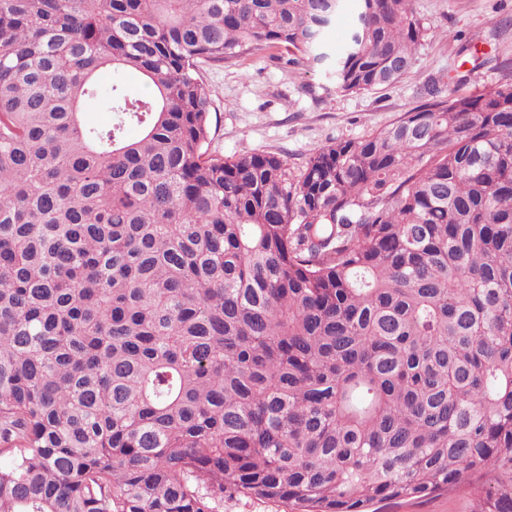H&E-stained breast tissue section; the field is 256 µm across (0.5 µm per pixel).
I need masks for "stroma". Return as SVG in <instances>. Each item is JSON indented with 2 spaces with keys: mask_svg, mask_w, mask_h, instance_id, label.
Returning <instances> with one entry per match:
<instances>
[{
  "mask_svg": "<svg viewBox=\"0 0 512 512\" xmlns=\"http://www.w3.org/2000/svg\"><path fill=\"white\" fill-rule=\"evenodd\" d=\"M415 8L426 37L407 74L383 90L337 92L324 71L276 49L203 65L210 152L273 153L294 178L313 149L391 125L421 104L430 84L448 93L458 90L462 75L479 86L500 79V64L512 60V0H415ZM473 503L472 489L464 486L449 495L392 502L379 512H473Z\"/></svg>",
  "mask_w": 512,
  "mask_h": 512,
  "instance_id": "stroma-1",
  "label": "stroma"
}]
</instances>
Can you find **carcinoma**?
I'll use <instances>...</instances> for the list:
<instances>
[{
  "label": "carcinoma",
  "mask_w": 512,
  "mask_h": 512,
  "mask_svg": "<svg viewBox=\"0 0 512 512\" xmlns=\"http://www.w3.org/2000/svg\"><path fill=\"white\" fill-rule=\"evenodd\" d=\"M343 2L0 0V512H512V83L296 179L208 150L202 61L408 72L413 0H352L332 58ZM473 503V490L464 486L449 495L391 502L380 506L379 512H473ZM285 508L257 498L224 497L220 512H283Z\"/></svg>",
  "instance_id": "carcinoma-1"
}]
</instances>
